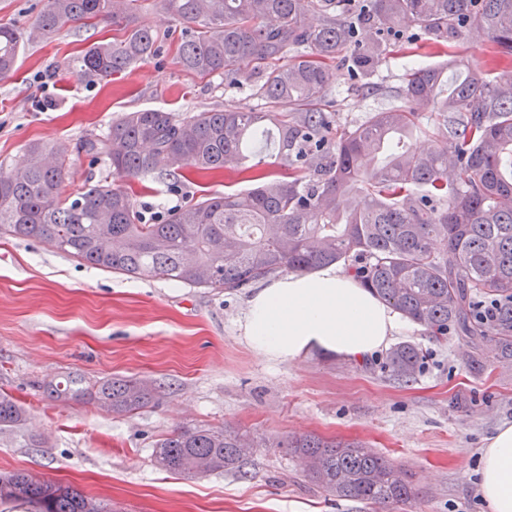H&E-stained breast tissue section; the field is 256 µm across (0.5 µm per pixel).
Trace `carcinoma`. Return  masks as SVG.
Here are the masks:
<instances>
[{
    "label": "carcinoma",
    "mask_w": 512,
    "mask_h": 512,
    "mask_svg": "<svg viewBox=\"0 0 512 512\" xmlns=\"http://www.w3.org/2000/svg\"><path fill=\"white\" fill-rule=\"evenodd\" d=\"M135 0H47L28 39L106 23L122 32L96 42L64 70L107 79L156 55L159 36L132 25ZM181 20L179 66L250 87L263 112L202 111L183 118L130 112L102 140L80 145L103 155L112 177L134 179L186 168L230 170L247 188L230 189L172 211L143 215L133 192L87 184L63 195L67 151L35 143L11 168L0 166V234L46 240L87 265L129 277L153 273L212 291H237L279 273L354 260L353 273L411 321L444 336L462 324L470 339L493 338L512 360V74L469 70L448 82V62L409 68L396 101L352 129H338L324 106L333 63L373 79L381 60L410 50L404 29L418 25L434 48L453 54L470 27L495 52L512 55V0H159ZM23 34L0 26V79L16 71ZM433 108L436 145L418 149L420 112ZM269 142L268 165L250 146ZM442 244L437 249L436 243ZM497 300V319H468L474 299ZM422 350L403 344L384 368L409 381ZM61 402L93 403L129 414L156 388L111 377L49 383ZM27 411L0 393V435L25 432ZM246 440L224 430L184 428L155 444L159 467L177 475L236 473ZM324 492L377 504L412 498L408 475L362 442L306 435L278 442ZM0 502L29 512H112L78 490L21 470L0 475Z\"/></svg>",
    "instance_id": "carcinoma-1"
}]
</instances>
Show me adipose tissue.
Returning a JSON list of instances; mask_svg holds the SVG:
<instances>
[{"mask_svg": "<svg viewBox=\"0 0 512 512\" xmlns=\"http://www.w3.org/2000/svg\"><path fill=\"white\" fill-rule=\"evenodd\" d=\"M400 327L392 307L332 264L267 281L252 294L240 325L250 346L271 361L311 352L361 361L385 348ZM476 474L485 512H512V423L489 437Z\"/></svg>", "mask_w": 512, "mask_h": 512, "instance_id": "ef3b65f1", "label": "adipose tissue"}]
</instances>
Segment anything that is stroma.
<instances>
[{
	"mask_svg": "<svg viewBox=\"0 0 512 512\" xmlns=\"http://www.w3.org/2000/svg\"><path fill=\"white\" fill-rule=\"evenodd\" d=\"M138 24L159 34V56L122 76L91 81L65 72L62 62L111 28L64 31L27 41L18 69L0 80V166L14 165L26 147L47 141L72 165L65 193L86 180L111 183L105 159L77 152L103 138L125 113L163 109L184 117L212 108L263 110L248 88L215 76L200 79L176 62L181 26L157 0H144ZM406 34L417 54L387 57L375 83L381 94H358L344 68L327 98L337 127H350L389 104L409 64H431L425 32ZM456 50L475 67L494 63L512 72L481 35L465 32ZM233 172L151 175L134 201L152 215L236 185ZM250 288L215 292L145 274L129 278L84 265L39 240L0 237V392L27 408L30 429L47 444L26 447L0 437V473L25 469L111 504L114 512H483L476 467L488 437L512 421V361L492 342H467L456 326L433 335L411 320L392 338L422 349L416 379L384 369L385 352L364 361L318 353L274 362L245 340L240 321ZM70 373L86 381L146 379L154 405L116 416L92 404L63 405L45 387ZM194 426L239 432L253 445L244 474L187 478L159 468L156 442ZM313 434L360 441L410 476L409 502L379 505L327 495L305 477L299 460L278 440Z\"/></svg>",
	"mask_w": 512,
	"mask_h": 512,
	"instance_id": "35a3bbf8",
	"label": "stroma"
}]
</instances>
